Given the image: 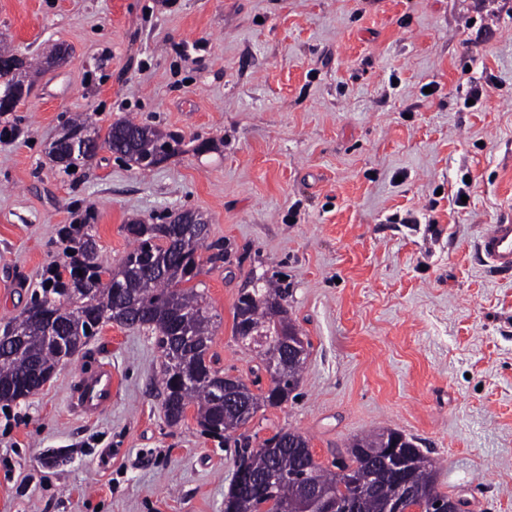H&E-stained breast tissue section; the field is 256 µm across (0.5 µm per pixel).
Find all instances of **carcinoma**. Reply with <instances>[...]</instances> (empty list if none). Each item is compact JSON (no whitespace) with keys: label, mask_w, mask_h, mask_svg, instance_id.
I'll use <instances>...</instances> for the list:
<instances>
[{"label":"carcinoma","mask_w":512,"mask_h":512,"mask_svg":"<svg viewBox=\"0 0 512 512\" xmlns=\"http://www.w3.org/2000/svg\"><path fill=\"white\" fill-rule=\"evenodd\" d=\"M92 134L96 143L85 162L98 155L101 143L128 163L140 164L150 157L157 166L179 150L181 139L163 135L130 119L113 122L105 134L91 129L85 115L68 122L65 133L50 151L51 160L66 175L62 163L70 142ZM133 247L118 269L104 266L98 258L94 225L65 224L58 231L63 265L43 273L40 289L30 294L21 313L6 323L15 326L22 340L0 345V401L11 402L36 390L42 378H50L62 359L77 355L100 327L111 321L148 328L164 357L161 406L167 422L176 426L194 407L202 432L221 442L245 426V413L288 402L299 384L305 360H295L288 340L303 351L308 345L296 340L299 330L288 316V292L269 280L256 279L240 292L234 311L235 338L248 343L258 354L262 369L272 351L287 364L288 380H273L265 391L254 393L247 384L236 399H224V372L211 353L215 315L205 289L187 283L196 279L203 265L218 268L229 255L223 240H209L206 224H182L173 218L164 224L133 219L124 225ZM208 252L202 257V252ZM63 338L64 344L57 342ZM396 431L371 433L355 438L348 457L336 460V471L316 464L309 441L295 431H279L256 448L249 439L235 440L241 481L230 485L224 497L228 512H324L323 501L311 491L317 485L329 498L356 501V512H387L394 493L390 471L379 468L375 453L389 444ZM400 451L409 461L405 477L424 498L445 500L437 490L434 471L413 439H405ZM370 477L369 488L355 495L357 483Z\"/></svg>","instance_id":"obj_1"}]
</instances>
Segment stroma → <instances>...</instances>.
I'll return each instance as SVG.
<instances>
[{
  "label": "stroma",
  "mask_w": 512,
  "mask_h": 512,
  "mask_svg": "<svg viewBox=\"0 0 512 512\" xmlns=\"http://www.w3.org/2000/svg\"><path fill=\"white\" fill-rule=\"evenodd\" d=\"M1 42L69 61L0 114L19 129L0 140V325L58 263L62 225L94 224L115 268L124 224L195 212L232 251L200 276L224 372L249 382L260 364L234 337L253 276L281 278L311 343L293 397L247 425L254 443L299 432L328 469L356 436L397 430L439 491L512 512V271L480 250L512 221V0H0ZM78 112L182 149L150 169L105 150L68 177L48 150ZM162 361L151 331L108 323L0 402V512H224L235 448L194 411L166 423ZM101 362L112 404L87 417L70 390Z\"/></svg>",
  "instance_id": "stroma-1"
}]
</instances>
